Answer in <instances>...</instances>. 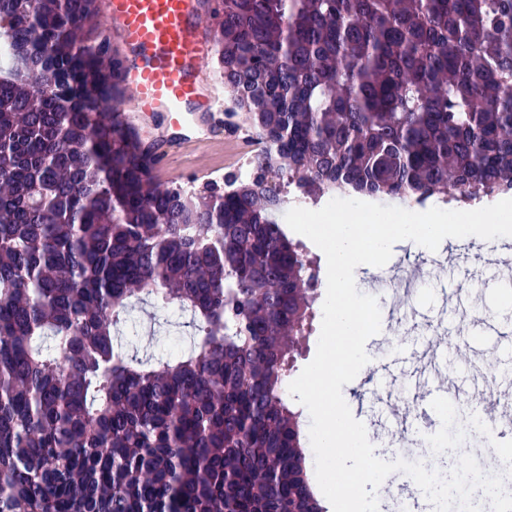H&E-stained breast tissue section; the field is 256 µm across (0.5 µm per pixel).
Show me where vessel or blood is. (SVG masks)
Returning a JSON list of instances; mask_svg holds the SVG:
<instances>
[{
    "label": "vessel or blood",
    "instance_id": "obj_1",
    "mask_svg": "<svg viewBox=\"0 0 512 512\" xmlns=\"http://www.w3.org/2000/svg\"><path fill=\"white\" fill-rule=\"evenodd\" d=\"M105 15L123 48L131 110L169 117L191 142L204 143L203 118L223 102L202 82L210 51L199 0H105Z\"/></svg>",
    "mask_w": 512,
    "mask_h": 512
}]
</instances>
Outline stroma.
Here are the masks:
<instances>
[{"mask_svg": "<svg viewBox=\"0 0 512 512\" xmlns=\"http://www.w3.org/2000/svg\"><path fill=\"white\" fill-rule=\"evenodd\" d=\"M204 83L224 100L222 111L204 119L211 138L201 146L176 147L168 172L159 176L160 182L179 184L187 179L195 186L208 181L224 182L236 175L240 160L257 149L254 130L235 104L217 61H210ZM447 253V270L451 274L446 281L449 293L465 304L487 310L502 330L512 331V292H505L495 266L496 261L512 260V251H501L495 244L472 240L462 246H448ZM135 319L138 333L127 337L125 351L141 360L175 354L174 334L187 337L194 332L187 319L173 317L170 310L154 307L148 301L137 306ZM405 329V324L384 316L380 333L366 343L369 363L343 387L344 399L353 416L367 424L372 445L393 447L396 436L402 435L406 427L416 425L420 400L434 384L471 388L474 358L488 350L498 372L494 389L500 402L494 408V415L504 433L500 445L512 448V341L487 336L484 322L455 311L448 314L446 331L409 336ZM441 339L457 345L462 359L449 364L446 375L441 377L418 376L411 363L413 350Z\"/></svg>", "mask_w": 512, "mask_h": 512, "instance_id": "obj_1", "label": "stroma"}]
</instances>
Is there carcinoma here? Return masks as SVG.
Instances as JSON below:
<instances>
[{
    "label": "carcinoma",
    "mask_w": 512,
    "mask_h": 512,
    "mask_svg": "<svg viewBox=\"0 0 512 512\" xmlns=\"http://www.w3.org/2000/svg\"><path fill=\"white\" fill-rule=\"evenodd\" d=\"M91 0H0V512H322L285 394L318 280L307 197L512 191V0H224L252 180L155 179ZM193 347L122 349L130 305ZM171 309L154 307L150 301L137 305L134 318L139 325L138 336H126L125 351L139 360L160 358L177 353L172 333L177 331L184 339L195 333L188 318L179 319L171 315Z\"/></svg>",
    "instance_id": "obj_1"
}]
</instances>
